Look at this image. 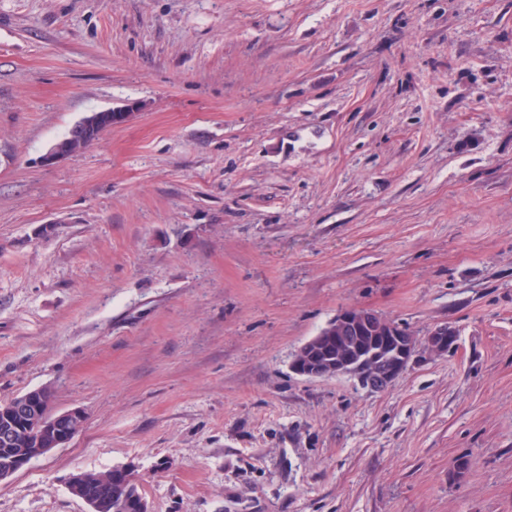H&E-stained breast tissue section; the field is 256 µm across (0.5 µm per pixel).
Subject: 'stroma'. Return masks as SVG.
<instances>
[{"label":"stroma","mask_w":512,"mask_h":512,"mask_svg":"<svg viewBox=\"0 0 512 512\" xmlns=\"http://www.w3.org/2000/svg\"><path fill=\"white\" fill-rule=\"evenodd\" d=\"M350 307L456 347L292 372ZM45 387L87 425L0 512L120 466L153 512H512V0H0V403ZM131 114V112H123L122 110L115 109L99 111V113H95L77 122L69 131V140L73 142H82L89 137L96 135L102 125H107L108 128H111L113 125L121 124L126 121V119L131 116ZM98 137L99 135L95 139L89 141L86 145L80 146L72 145L68 140L67 135L64 139L60 140L57 145L67 147L74 152H79L83 148L85 149Z\"/></svg>","instance_id":"35a3bbf8"}]
</instances>
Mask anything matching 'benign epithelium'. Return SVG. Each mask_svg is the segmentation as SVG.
<instances>
[{
	"label": "benign epithelium",
	"instance_id": "7a95c632",
	"mask_svg": "<svg viewBox=\"0 0 512 512\" xmlns=\"http://www.w3.org/2000/svg\"><path fill=\"white\" fill-rule=\"evenodd\" d=\"M129 112L106 109L81 119L69 131V140L82 142L96 135L103 125L121 124ZM366 330L388 334V342L377 350L365 351L349 343V334ZM335 357L329 363L312 362L300 368L293 363V372L300 376L328 378L340 374L354 376L364 387H373L371 370L379 359H397L399 366L387 376L395 381L404 367L417 357L441 356L448 353V326L432 329L424 342L409 331H401L376 313L362 308H346L333 320ZM51 395L45 388L30 390L0 405V481L12 477L31 460L51 449L66 445L85 428L87 416L79 407L64 411L50 409Z\"/></svg>",
	"mask_w": 512,
	"mask_h": 512
}]
</instances>
